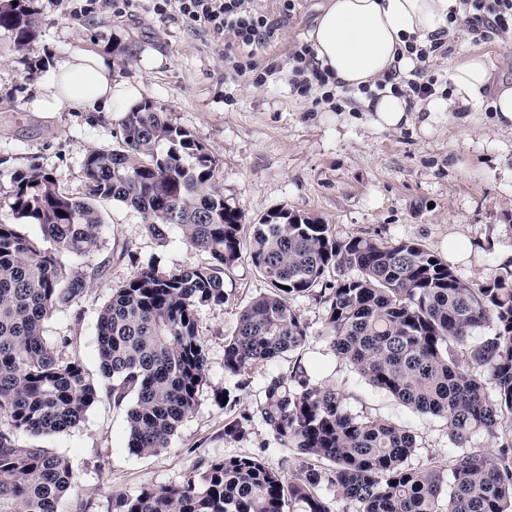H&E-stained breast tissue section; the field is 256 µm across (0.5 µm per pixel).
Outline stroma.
I'll list each match as a JSON object with an SVG mask.
<instances>
[{
    "instance_id": "stroma-1",
    "label": "stroma",
    "mask_w": 512,
    "mask_h": 512,
    "mask_svg": "<svg viewBox=\"0 0 512 512\" xmlns=\"http://www.w3.org/2000/svg\"><path fill=\"white\" fill-rule=\"evenodd\" d=\"M321 0H298L291 16L278 0L264 10L281 27L280 38L258 52L260 66L274 63L275 79L257 83L256 73L224 70V39L208 27L183 20L177 7L157 14L152 0L127 14L100 0H72L79 16L35 0L37 34L17 48L0 30V198L13 176L37 165L53 172L72 194L83 190L86 151L120 138L123 116L112 112H28L24 102L37 89L43 68L79 48L112 57L115 80L141 82L144 100L165 112L203 144L216 160L215 184L246 223L285 207L318 219L341 236L415 241L436 255L458 237L473 245L467 259L453 262L457 276L482 283L500 273L512 255V131L484 122L463 126L437 114L430 130L420 123L397 129L372 127L359 91L322 101L321 90L301 97L288 85V53L307 42ZM482 53L494 61L496 77L512 82V39L459 32L447 56L435 59L429 74L437 93L448 88L449 68ZM105 222L101 246L89 257L101 276L66 310L45 325L49 340L68 339L91 375H98L96 319L111 290L137 266L155 262L172 270L208 264L207 252L191 247L178 230L151 235L142 216L123 204L101 202ZM269 285L241 254L224 276V305L202 308L197 333L206 347V381L193 411L166 450L137 455L128 448L126 409L104 400L76 428L36 438L35 443L67 458L79 485L63 512H112V497L137 494L148 485L180 483L201 462L231 456L265 457L293 470L288 449L253 419L245 435L229 436L225 425L259 404L271 377L285 373L287 360L259 363L234 376L224 370V339L238 316ZM296 313L308 324L302 356L314 381L333 383L357 415L390 420L415 435L410 462L416 467L446 459L452 443L444 419L421 414L374 387L340 360L324 339L323 310L295 299Z\"/></svg>"
}]
</instances>
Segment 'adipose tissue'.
I'll return each mask as SVG.
<instances>
[{"label": "adipose tissue", "mask_w": 512, "mask_h": 512, "mask_svg": "<svg viewBox=\"0 0 512 512\" xmlns=\"http://www.w3.org/2000/svg\"><path fill=\"white\" fill-rule=\"evenodd\" d=\"M458 0H323L310 33L311 47L321 67L337 81L357 88L375 85L391 70L414 69L415 57L405 55L408 41L430 45L458 15ZM112 60L101 53L74 50L55 59L26 102L30 112H125L142 97L141 84L112 78ZM493 64L487 55L474 54L450 68V94L436 106L440 112H459L468 125L477 114L492 112L498 126L512 128V86H494ZM371 125L392 129L410 124L415 115L403 96L392 89L368 99Z\"/></svg>", "instance_id": "1"}]
</instances>
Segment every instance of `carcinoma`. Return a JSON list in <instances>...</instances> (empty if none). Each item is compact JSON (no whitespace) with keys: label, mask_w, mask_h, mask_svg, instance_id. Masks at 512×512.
Returning <instances> with one entry per match:
<instances>
[{"label":"carcinoma","mask_w":512,"mask_h":512,"mask_svg":"<svg viewBox=\"0 0 512 512\" xmlns=\"http://www.w3.org/2000/svg\"><path fill=\"white\" fill-rule=\"evenodd\" d=\"M32 2L0 5V29L19 48L35 34ZM215 169L189 131L146 102L126 113L117 145L86 152L82 194L38 166L14 175L3 202L13 222L0 223V512H60L78 475L21 436L73 429L103 398L131 401L133 453L169 447L206 379L198 312L224 304V274L247 227L249 257L269 289L240 311L224 370L285 355L289 366L225 432L243 435L257 416L298 468L287 473L259 455L210 460L198 477L115 495L113 512H335L325 489L354 512H512V266L468 283L421 243L339 236L310 217L292 221L286 207L248 226L212 184ZM101 200L134 209L157 237L177 228L210 262L149 263L112 289L97 314L94 377L78 356H62L68 341L48 340L44 324L98 275L72 260L99 250ZM27 224L42 238L29 237ZM300 297L322 306L338 358L404 406L446 420L454 445L446 460L412 466L415 435L351 413L336 386L313 380L300 355L308 326L291 306ZM485 327L493 334L466 346ZM479 434L493 450L469 447Z\"/></svg>","instance_id":"obj_1"}]
</instances>
